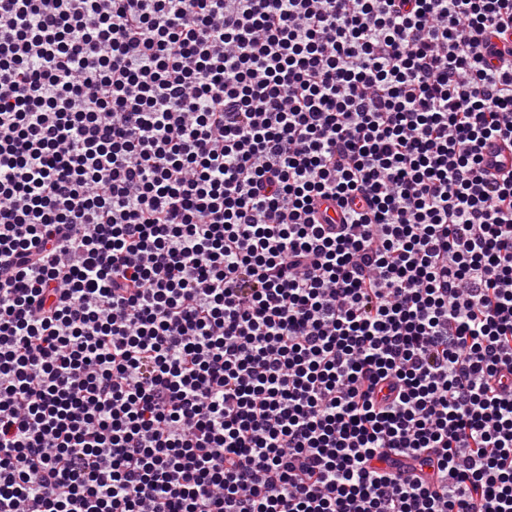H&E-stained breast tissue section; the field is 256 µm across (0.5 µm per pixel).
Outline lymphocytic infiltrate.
I'll return each mask as SVG.
<instances>
[{
  "mask_svg": "<svg viewBox=\"0 0 512 512\" xmlns=\"http://www.w3.org/2000/svg\"><path fill=\"white\" fill-rule=\"evenodd\" d=\"M491 139L512 0H0V512H512Z\"/></svg>",
  "mask_w": 512,
  "mask_h": 512,
  "instance_id": "lymphocytic-infiltrate-1",
  "label": "lymphocytic infiltrate"
}]
</instances>
